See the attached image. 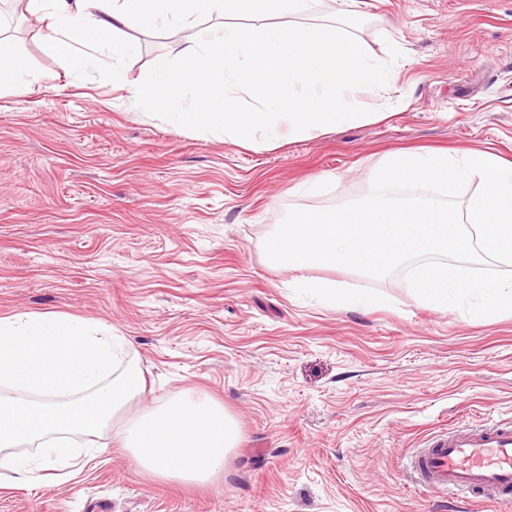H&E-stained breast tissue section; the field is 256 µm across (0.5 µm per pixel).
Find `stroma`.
I'll return each mask as SVG.
<instances>
[{
  "label": "stroma",
  "instance_id": "stroma-1",
  "mask_svg": "<svg viewBox=\"0 0 512 512\" xmlns=\"http://www.w3.org/2000/svg\"><path fill=\"white\" fill-rule=\"evenodd\" d=\"M37 31L10 26L44 80L0 92V318L112 327L147 377L140 406L207 394L239 440L223 480L196 486L106 434L76 476L0 478V512H500L418 489L407 462L449 425L512 420V315L426 303L400 273L277 264L264 242L289 209L367 195L387 151L512 158V0H361L350 31L396 75L358 94L378 120L260 150L149 113L109 54L70 81ZM127 38L132 81L184 46L171 29ZM302 280L381 304L329 307Z\"/></svg>",
  "mask_w": 512,
  "mask_h": 512
}]
</instances>
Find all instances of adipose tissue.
Listing matches in <instances>:
<instances>
[{
	"label": "adipose tissue",
	"instance_id": "ef3b65f1",
	"mask_svg": "<svg viewBox=\"0 0 512 512\" xmlns=\"http://www.w3.org/2000/svg\"><path fill=\"white\" fill-rule=\"evenodd\" d=\"M309 0H28L39 36L69 73L81 75L101 51L122 61L133 53L126 31L178 28L188 45L177 65L159 62L146 84L129 87L144 108L177 127L223 132L252 148L282 135L303 137L366 120L354 98L365 85L394 76L338 26L301 24ZM222 25L206 39L192 30L204 18ZM291 24H284V17ZM37 74L0 35V89L29 91ZM246 92L256 104L243 106ZM126 340L110 327L56 313L0 318V471L22 475L37 445L41 469L72 466L73 435L110 430L153 476L205 485L224 473L239 437L235 419L204 395L186 394L129 418L146 391Z\"/></svg>",
	"mask_w": 512,
	"mask_h": 512
}]
</instances>
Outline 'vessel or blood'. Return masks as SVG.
I'll list each match as a JSON object with an SVG mask.
<instances>
[{"label":"vessel or blood","mask_w":512,"mask_h":512,"mask_svg":"<svg viewBox=\"0 0 512 512\" xmlns=\"http://www.w3.org/2000/svg\"><path fill=\"white\" fill-rule=\"evenodd\" d=\"M419 484L443 496L481 495L512 512V423L462 425L412 455Z\"/></svg>","instance_id":"vessel-or-blood-1"}]
</instances>
